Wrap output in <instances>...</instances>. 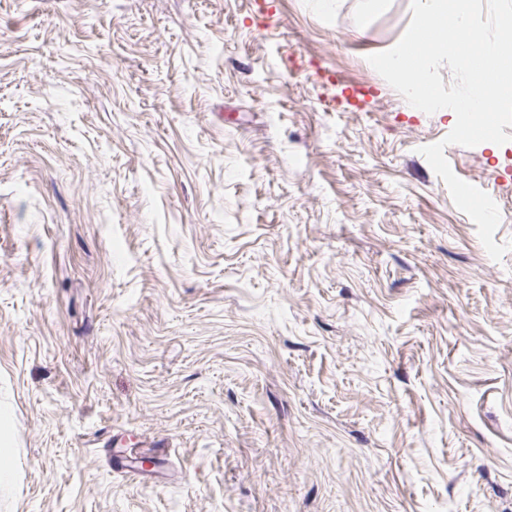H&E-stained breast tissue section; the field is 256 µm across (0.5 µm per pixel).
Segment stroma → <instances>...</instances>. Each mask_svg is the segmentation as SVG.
<instances>
[{"label": "stroma", "mask_w": 512, "mask_h": 512, "mask_svg": "<svg viewBox=\"0 0 512 512\" xmlns=\"http://www.w3.org/2000/svg\"><path fill=\"white\" fill-rule=\"evenodd\" d=\"M364 3L0 0V512H512V250ZM444 154L512 243V141Z\"/></svg>", "instance_id": "1"}]
</instances>
